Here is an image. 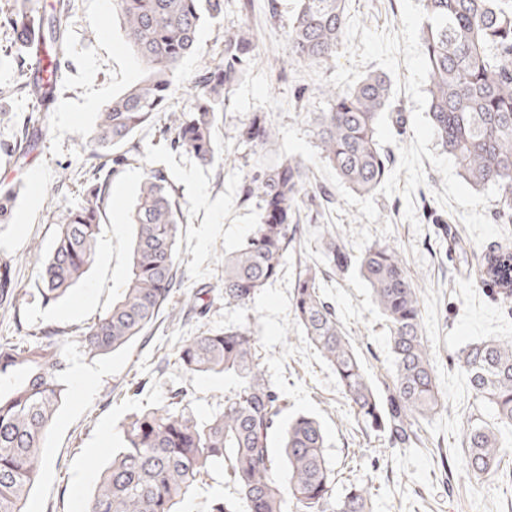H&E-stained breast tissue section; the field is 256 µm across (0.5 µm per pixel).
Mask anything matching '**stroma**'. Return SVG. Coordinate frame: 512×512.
Here are the masks:
<instances>
[{"instance_id": "35a3bbf8", "label": "stroma", "mask_w": 512, "mask_h": 512, "mask_svg": "<svg viewBox=\"0 0 512 512\" xmlns=\"http://www.w3.org/2000/svg\"><path fill=\"white\" fill-rule=\"evenodd\" d=\"M62 84L31 135L33 152L18 166L0 156V185L17 189L14 214L0 224V262L9 261L14 279L11 305L0 306V338L26 340L45 326L62 329L58 346L64 358L61 378L72 385L73 372L90 373L93 389L82 402L64 400L42 450V461L30 492L29 512H87L97 479L118 448L121 425L141 406L164 401L171 390L187 392L190 406L206 418L224 405L235 379L228 374L188 376L176 361L180 345L202 331L247 325L258 338L263 364L287 401L286 417L304 413L316 418L325 433V455L351 479L372 481L375 512H512V427L502 429L507 449L499 471L475 480L458 464L462 455L461 412L472 391L452 359L466 344L512 338V301L475 276L482 254L512 246V214L489 202L485 213L503 228L502 236L476 244L458 212L436 199L443 177L425 164L426 183L413 199L416 223L404 218L401 195L362 198L339 186L334 173L317 157L310 115L325 110L324 82L288 57V23L297 0H278L270 16L267 0H252L241 15L239 0H224V12L206 21L197 49L180 67L167 109L189 111L194 103L193 80L224 48L227 24L246 20L260 58L248 69L218 115L215 136L222 163L202 168L184 151L171 150L159 126L139 131L138 161L112 181V208L102 227L100 247L85 280L62 300L44 304L36 289V268L52 250L59 222L77 206L92 161L78 139L90 128L112 95L134 84L141 68L125 43L122 22L112 0H70ZM350 14L370 29L401 30V0H348ZM11 35L0 24V148L12 143L17 124L32 108L14 93L19 73L13 60ZM407 68L391 79L393 110L379 126V141L398 149L413 138L415 107L405 90ZM254 112L268 113L279 130L274 146L250 149L240 145L238 129ZM285 156L304 159L318 185L333 198L329 211L315 216L302 208L306 229L300 240L308 262L321 260L324 225L354 251L375 243L398 249L419 286L422 330L435 365L444 408L422 424V441L409 448L390 447L387 439L366 435L357 426L335 373L307 340L291 306L297 273L288 256L275 281L241 306L212 294L206 315L183 309L185 293L221 283L224 255L259 221L256 204L238 201L237 189L256 159L273 163ZM165 168L181 188L188 211L178 245L182 283L173 294L170 313L160 317L147 336L113 353L89 357L80 348L77 328L90 323L112 305L127 276L132 227L128 215L147 167ZM323 293L336 312L373 379L391 366L390 333L356 268L325 279ZM223 465H215L179 504V512H209L214 500L231 495Z\"/></svg>"}]
</instances>
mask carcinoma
Returning <instances> with one entry per match:
<instances>
[{"instance_id":"carcinoma-1","label":"carcinoma","mask_w":512,"mask_h":512,"mask_svg":"<svg viewBox=\"0 0 512 512\" xmlns=\"http://www.w3.org/2000/svg\"><path fill=\"white\" fill-rule=\"evenodd\" d=\"M428 15L444 14L450 24L438 29L428 19L420 26L423 52L430 63L428 118L440 152L455 162L459 176L475 191L497 188L498 205L512 210V0H422ZM128 46L143 77L105 104L95 126L78 138L93 159L78 205L59 227L55 246L41 263L37 291L56 302L86 274L100 242L101 225L112 208V179L140 156L135 134L155 123L175 90L183 59L193 53L207 19L220 17L223 0H113ZM69 4L57 0L51 19L37 15L34 0H22L6 23L17 48L14 61L24 75L26 57L47 59L46 77L22 81L16 92L44 101L46 85L58 84ZM349 19L346 0H300L288 24L291 60L322 68L336 60ZM259 56L245 24L227 27L219 59L195 81V106L173 112L163 136L171 149L190 152L203 167L221 155L215 139L218 113ZM391 84L383 72H370L347 90L327 92V109L314 117L319 161L354 194L373 196L396 162L381 148L377 132L389 111ZM3 149L8 162L29 152V126ZM279 131L270 115L253 112L242 123L239 141L263 148ZM305 160L288 157L269 165L256 160L253 174L240 184V203L255 200L260 221L224 255V300L247 306L298 253L300 210H323L332 203L314 189ZM183 196L161 168L143 177L130 215L129 268L112 306L78 329L84 353L97 357L127 346L146 334L166 310L181 284L177 258L180 225L186 223ZM323 266L299 263L291 304L311 344L333 369L360 429L387 438L393 448L419 440V422L444 407L437 374L421 326L417 285L397 249L373 244L354 253L324 225ZM357 266L389 327L392 380L378 390L336 315L321 294L325 271ZM478 277L512 299V248L482 255ZM11 265L0 264V303L11 304ZM62 330L47 326L29 341L0 340V512H28L27 504L41 448L56 412L67 397L60 380ZM178 364L185 374H230L236 387L224 407L198 418L176 390L163 402L132 415L122 427L123 443L100 472L87 512H178L194 485L217 463L238 500L212 504L211 512H373L372 485L350 481L336 494L338 473L327 460L325 434L313 417L280 419L283 397L266 376L261 353L248 326L206 331L184 341ZM465 375L475 404L465 413L464 453L460 465L479 480L499 471L504 457L497 429L484 420L490 409L500 423L512 425V340L467 345L453 359ZM279 432L280 445L270 446Z\"/></svg>"}]
</instances>
